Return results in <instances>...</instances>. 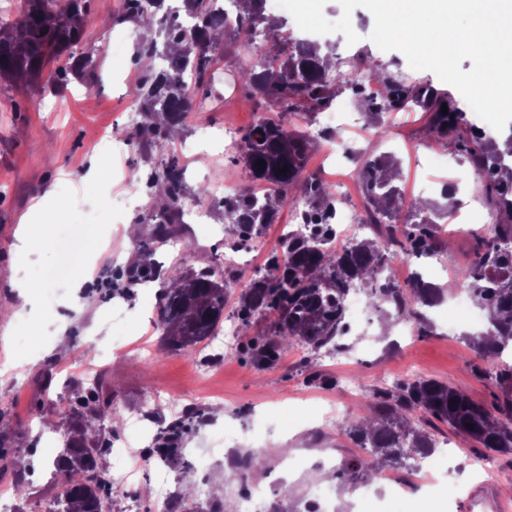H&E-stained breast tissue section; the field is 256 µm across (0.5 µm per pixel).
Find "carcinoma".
<instances>
[{"mask_svg": "<svg viewBox=\"0 0 512 512\" xmlns=\"http://www.w3.org/2000/svg\"><path fill=\"white\" fill-rule=\"evenodd\" d=\"M239 21L255 29L267 22L262 0H238ZM164 0H153L154 10L142 6V0H123L119 17L132 19L145 28L153 26L157 10ZM190 18L187 26L176 23L155 32L139 52L161 55L168 66L158 72L148 87L142 109L148 115L162 116L164 123L176 129L185 114L202 115L197 103L217 50L227 33L224 17L212 10L210 0H183ZM23 19L16 25H0V77L17 81L43 82L57 88L68 75L86 69L91 53L76 58L70 65L45 71L49 61L63 55L73 57L72 49L81 42L87 16V0H23ZM330 58L307 42H294L284 54L280 70H266L255 63L239 74L240 82L260 95L270 110L286 114L305 108L311 112L329 105L333 86L342 79L329 64ZM373 78L393 83L392 98L383 102L364 101L374 117L409 103L429 116L432 130L444 139L465 124L463 113L454 101L439 94L428 84H407L382 71L375 59L362 60ZM448 113H441L442 105ZM116 137L144 142L160 149L162 141L156 126L142 124L133 131L116 129ZM244 158L254 181H269L286 191L300 189L309 203L321 234L331 231L326 215L333 209L332 190L303 175L304 161L314 141L305 133L292 130L281 121L262 119L242 135ZM459 150L469 159L476 173L486 180L485 189L495 204L493 224L488 236L476 242L472 263L461 273L472 295L491 314L487 330L474 338L485 360L500 358L512 340V138L500 151L483 137L461 141ZM263 160L261 169L257 162ZM399 163L393 157L370 159L360 167V180L370 206V217L377 224L388 225V239L398 246L401 257L427 252L437 235V224L426 215L427 205L419 204L420 219L410 225L394 224L398 207L396 180ZM150 183L159 186L166 203L151 215L155 222L154 238L162 239L172 231L187 196H207V189L187 193L183 171L174 157L163 169L150 173ZM283 196L259 200L246 194L224 200V222L242 232H259V227L275 223ZM394 257L387 245L364 239L349 248L331 253L322 249L319 239L290 235L281 239L272 253L269 273L252 280L240 294V330L249 319L267 310L279 313L269 341L257 347L253 359L259 366L272 361L279 350L294 341H302L315 350L338 348L346 334L343 300L359 286L368 288L369 303L396 322L413 316L420 321V331L429 328L423 309L442 302L444 289L419 277L409 285L410 294L398 286L386 271L387 260ZM231 279L217 278L210 267L186 279L174 268L168 272L160 299L159 327L170 337L175 348L192 347L211 335L224 315V297ZM375 426L367 428L364 420L344 423L342 429L369 458L356 459L343 474L353 482L366 480L387 463L400 464L433 451L430 434L414 427L409 418L421 408L434 419L471 437L493 452H512V398L503 406L505 419L489 412L465 393L435 379H416L398 384L394 390H378L370 402ZM472 427H467V424ZM102 445L93 447L70 441L57 459V473L62 475L65 493L53 512H103L105 492L110 483L103 478L98 459L105 453Z\"/></svg>", "mask_w": 512, "mask_h": 512, "instance_id": "1", "label": "carcinoma"}]
</instances>
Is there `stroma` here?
Wrapping results in <instances>:
<instances>
[{
    "mask_svg": "<svg viewBox=\"0 0 512 512\" xmlns=\"http://www.w3.org/2000/svg\"><path fill=\"white\" fill-rule=\"evenodd\" d=\"M117 14V0H89L79 48L93 52L95 64L69 76L63 88L0 82V307L19 310L13 321L0 320V452L29 473L26 495L20 499L14 495V475L0 472V498L10 497L12 512H48L53 507L60 493L59 482L51 477L54 460L82 416L84 401L93 396L109 403V413L120 426L99 425L88 439L101 438L115 448L130 445L134 473L128 485L140 501V512L164 509L153 485L158 442L138 422L146 417L155 431L167 429L181 421L176 404L189 398L198 402L196 413L185 422L180 466L168 471V491L182 499V512H242L249 498L258 502L261 512H466L464 492L477 484L489 485L496 497H512V454H493L489 473L474 472L467 462L482 455L481 445L420 409L412 412L411 420L437 443L426 460L428 468L438 476L449 461H456L459 474L453 484L425 492L399 465L391 469L398 479L394 485L379 477L358 491L335 479L327 482L332 491L327 501L308 493L311 484L324 480L325 472L366 456V449L353 442L342 425L368 415L375 390L432 378L464 391L487 409L499 407L507 388L487 371L466 337L487 322L479 305H472L453 335L439 307L425 312L431 324L426 334L415 321L410 333L402 334L384 312L375 311L369 340L348 334L340 350L317 352L297 342L267 367L254 362L251 346L270 338V315L255 317L248 331L238 334L233 347L223 352L206 356L197 346L176 351L167 345L157 328L160 281L130 285L124 260L125 253L138 251L152 232L148 216L157 191L147 178L169 152L178 155L188 190L212 181L249 183L241 153L224 148V127L232 125L237 134H244L266 111L247 98L238 80L241 68L255 61L257 52L230 34L212 68L224 81L210 83L205 91V118L188 114L161 152L123 141L114 144L111 154L89 153L96 137L130 127L129 115L140 108L148 75L147 68L134 65L136 24ZM351 25L359 37L358 58L372 57L387 74L426 81L463 103L460 92L433 72L411 68L401 52L379 49L370 38L374 17L369 10L354 9ZM334 102L354 111L357 126L343 131L345 150L332 158H324L327 142L318 139L307 157V170H321L323 182L331 183L338 167L361 166L382 152L399 153L402 181L412 197L450 208L452 217L440 235L450 257L435 253L407 258L406 263L410 271L423 273L448 293L466 292L460 273L473 258L475 232L491 208L480 178L457 149L458 139L469 138V130L448 138L442 151H435L436 136L427 114L408 108L377 141L348 85L337 87ZM202 122L215 137L188 156L183 143ZM131 170L140 174L137 208L116 200ZM76 171L82 181L73 180ZM446 184L470 197L474 210L449 204L441 194ZM47 194L66 207V218L56 225L49 248L21 253L16 238L20 219ZM198 206L206 210L207 219L181 216L173 233L178 249L153 244V267L160 273L176 266L197 271L223 264L225 244H244L248 253L224 304V322L234 323L241 291L267 266L281 239V226L291 221L292 213L281 207L278 223L243 239L224 222L221 198L207 197ZM77 231L84 240L80 257L86 266L80 278L59 267ZM20 281L40 283V300L25 302L16 288ZM61 337L70 343V355L55 350ZM120 340L129 344L126 353L105 358L104 350ZM89 373L98 374L99 387L85 385ZM49 420L54 427L46 444L42 425ZM256 453L263 456L261 466L225 480L231 461Z\"/></svg>",
    "mask_w": 512,
    "mask_h": 512,
    "instance_id": "stroma-1",
    "label": "stroma"
}]
</instances>
